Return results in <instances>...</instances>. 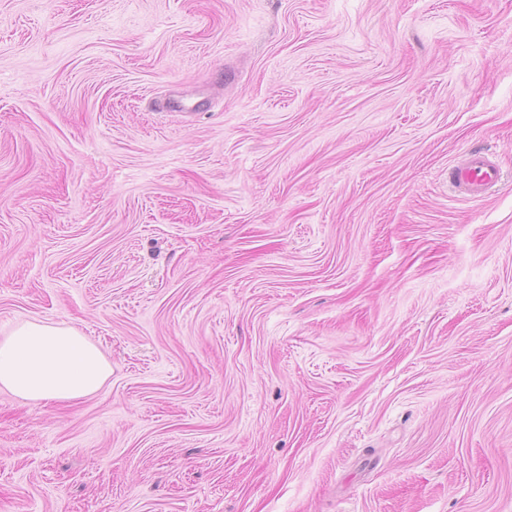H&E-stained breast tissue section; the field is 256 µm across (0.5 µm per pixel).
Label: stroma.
<instances>
[{
    "instance_id": "obj_1",
    "label": "stroma",
    "mask_w": 512,
    "mask_h": 512,
    "mask_svg": "<svg viewBox=\"0 0 512 512\" xmlns=\"http://www.w3.org/2000/svg\"><path fill=\"white\" fill-rule=\"evenodd\" d=\"M25 321L112 374L0 390V512H512V0H0ZM449 170V186L457 200L482 201L498 192L502 184L501 168L485 148L468 150L464 159Z\"/></svg>"
}]
</instances>
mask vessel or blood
<instances>
[{"label": "vessel or blood", "mask_w": 512, "mask_h": 512, "mask_svg": "<svg viewBox=\"0 0 512 512\" xmlns=\"http://www.w3.org/2000/svg\"><path fill=\"white\" fill-rule=\"evenodd\" d=\"M503 174L494 156L484 148L466 152L463 160L452 167L449 186L455 199L478 202L498 192Z\"/></svg>", "instance_id": "vessel-or-blood-1"}]
</instances>
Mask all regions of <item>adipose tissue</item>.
<instances>
[{"instance_id": "ef3b65f1", "label": "adipose tissue", "mask_w": 512, "mask_h": 512, "mask_svg": "<svg viewBox=\"0 0 512 512\" xmlns=\"http://www.w3.org/2000/svg\"><path fill=\"white\" fill-rule=\"evenodd\" d=\"M112 368L75 328L27 321L0 339V387L32 402H72L97 393Z\"/></svg>"}]
</instances>
